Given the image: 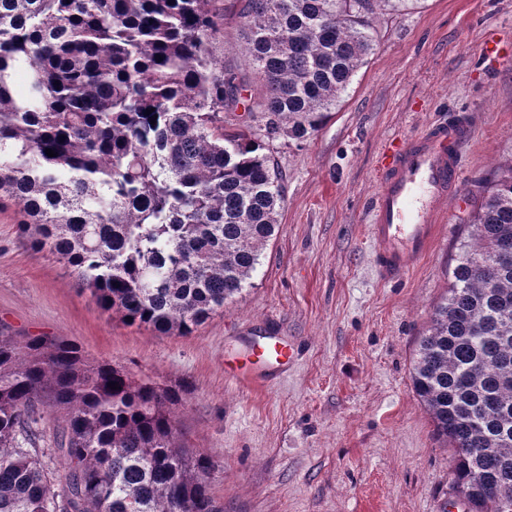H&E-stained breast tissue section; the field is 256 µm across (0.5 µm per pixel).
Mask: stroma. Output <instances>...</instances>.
<instances>
[{
    "instance_id": "obj_1",
    "label": "stroma",
    "mask_w": 512,
    "mask_h": 512,
    "mask_svg": "<svg viewBox=\"0 0 512 512\" xmlns=\"http://www.w3.org/2000/svg\"><path fill=\"white\" fill-rule=\"evenodd\" d=\"M230 14L213 58L246 66ZM373 54L307 141L270 144L283 175L279 224L241 295L188 336H161L98 306L72 268L22 237L0 199V331L64 336L92 359L175 387L185 447L212 457L224 512H464L450 451L410 379L414 351L469 232L473 180L512 159V0H418L385 15ZM466 113L436 250L381 282L367 225L387 156L432 122ZM292 345L287 373L234 381L259 336Z\"/></svg>"
}]
</instances>
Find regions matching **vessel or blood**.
<instances>
[{
  "instance_id": "vessel-or-blood-1",
  "label": "vessel or blood",
  "mask_w": 512,
  "mask_h": 512,
  "mask_svg": "<svg viewBox=\"0 0 512 512\" xmlns=\"http://www.w3.org/2000/svg\"><path fill=\"white\" fill-rule=\"evenodd\" d=\"M470 134L463 119L436 123L397 147L384 164L369 225L380 280L404 279L433 251L460 181L459 149ZM252 352L280 371L292 359L290 346L275 335L261 337Z\"/></svg>"
}]
</instances>
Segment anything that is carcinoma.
I'll list each match as a JSON object with an SVG mask.
<instances>
[{
	"label": "carcinoma",
	"instance_id": "carcinoma-1",
	"mask_svg": "<svg viewBox=\"0 0 512 512\" xmlns=\"http://www.w3.org/2000/svg\"><path fill=\"white\" fill-rule=\"evenodd\" d=\"M238 2L248 75L210 54L216 0H0V197L103 311L160 335H191L242 292L283 201L265 139L318 132L376 22L411 0ZM475 196L411 382L467 512H512V160ZM182 402L64 336L1 331L0 512H224L211 458L179 446Z\"/></svg>",
	"mask_w": 512,
	"mask_h": 512
}]
</instances>
